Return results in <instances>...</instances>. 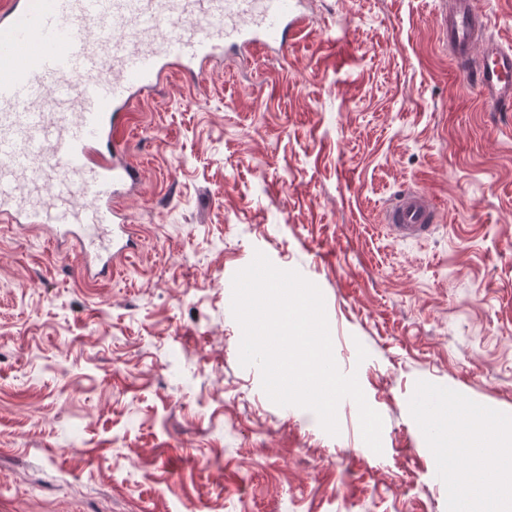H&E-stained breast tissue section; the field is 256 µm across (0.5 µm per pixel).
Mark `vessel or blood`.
Returning <instances> with one entry per match:
<instances>
[{
    "mask_svg": "<svg viewBox=\"0 0 512 512\" xmlns=\"http://www.w3.org/2000/svg\"><path fill=\"white\" fill-rule=\"evenodd\" d=\"M112 23L110 33L87 25ZM299 0H0V220L45 224L84 248L83 270L111 277L124 247L115 201L139 181L123 134L130 107L172 74L198 78L224 53L283 52L307 22ZM438 31L485 110L512 107V50L473 58V0H442ZM93 200L83 207L80 197ZM436 211L419 190L392 197L383 222L420 240Z\"/></svg>",
    "mask_w": 512,
    "mask_h": 512,
    "instance_id": "vessel-or-blood-1",
    "label": "vessel or blood"
}]
</instances>
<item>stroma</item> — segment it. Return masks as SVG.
<instances>
[{"instance_id": "1", "label": "stroma", "mask_w": 512, "mask_h": 512, "mask_svg": "<svg viewBox=\"0 0 512 512\" xmlns=\"http://www.w3.org/2000/svg\"><path fill=\"white\" fill-rule=\"evenodd\" d=\"M437 0H306L285 54L172 76L131 108L133 248L79 273L47 228L0 223V512H456L419 402L485 408L512 439V112H487ZM512 48V0H476ZM430 197L423 241L381 222ZM263 252L315 283L336 362L383 419L339 433L239 363L232 278ZM436 211L419 190L407 188L392 197L383 211L382 222L398 238L420 240L436 227Z\"/></svg>"}]
</instances>
